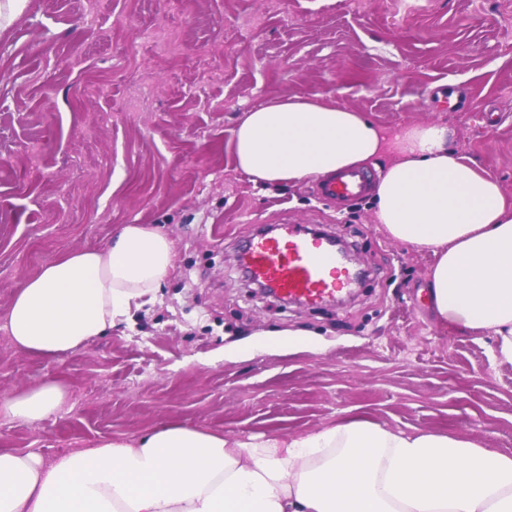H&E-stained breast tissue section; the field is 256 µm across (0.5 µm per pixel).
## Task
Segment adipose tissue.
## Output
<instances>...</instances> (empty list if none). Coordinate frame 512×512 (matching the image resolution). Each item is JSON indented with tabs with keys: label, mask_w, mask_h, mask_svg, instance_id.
Listing matches in <instances>:
<instances>
[{
	"label": "adipose tissue",
	"mask_w": 512,
	"mask_h": 512,
	"mask_svg": "<svg viewBox=\"0 0 512 512\" xmlns=\"http://www.w3.org/2000/svg\"><path fill=\"white\" fill-rule=\"evenodd\" d=\"M448 140L437 123L386 137L315 94L245 113L232 145L237 168L265 185L393 154L374 189L377 223L436 255L429 294L439 320L492 336L512 363V203ZM174 257L169 236L144 224L123 225L105 249L67 253L14 295L12 344L44 357L81 348L154 296ZM67 398L49 382L0 401V414L35 423ZM0 512H512V456L358 418L245 440L172 422L50 460L0 451Z\"/></svg>",
	"instance_id": "obj_1"
}]
</instances>
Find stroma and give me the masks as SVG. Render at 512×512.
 Returning <instances> with one entry per match:
<instances>
[{
  "instance_id": "1",
  "label": "stroma",
  "mask_w": 512,
  "mask_h": 512,
  "mask_svg": "<svg viewBox=\"0 0 512 512\" xmlns=\"http://www.w3.org/2000/svg\"><path fill=\"white\" fill-rule=\"evenodd\" d=\"M0 322L73 250L145 224L175 244L152 303L44 358L0 330V400L49 381L65 407L0 415V451L43 458L180 422L293 438L359 416L512 456V363L442 324L433 253L389 239L372 197L254 183L231 141L245 112L323 94L388 133L439 123L512 199V0H0ZM456 95L455 108L441 101ZM316 225L367 269L340 306L254 293L239 249Z\"/></svg>"
}]
</instances>
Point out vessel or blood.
I'll return each mask as SVG.
<instances>
[{"instance_id":"b4317fda","label":"vessel or blood","mask_w":512,"mask_h":512,"mask_svg":"<svg viewBox=\"0 0 512 512\" xmlns=\"http://www.w3.org/2000/svg\"><path fill=\"white\" fill-rule=\"evenodd\" d=\"M372 185L370 175L346 170L321 178L315 193L319 201L341 208L361 199ZM238 261L277 297L308 304L337 300L354 278L332 237H314L288 227L276 234H256Z\"/></svg>"}]
</instances>
